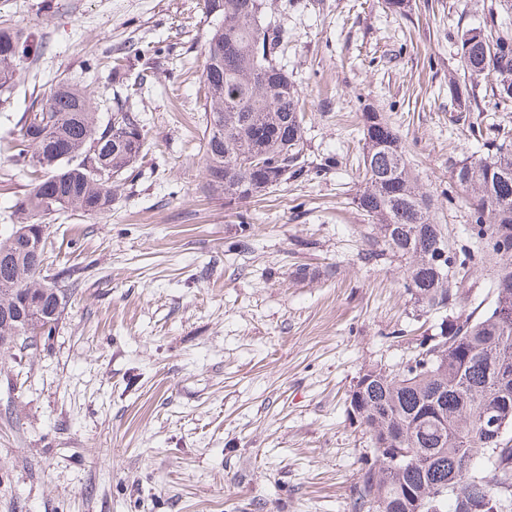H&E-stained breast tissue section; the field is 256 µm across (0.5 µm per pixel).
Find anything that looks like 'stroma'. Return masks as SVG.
Returning a JSON list of instances; mask_svg holds the SVG:
<instances>
[{
	"label": "stroma",
	"instance_id": "35a3bbf8",
	"mask_svg": "<svg viewBox=\"0 0 512 512\" xmlns=\"http://www.w3.org/2000/svg\"><path fill=\"white\" fill-rule=\"evenodd\" d=\"M483 4L409 0L403 17L379 0H267L315 169L227 207L201 191L203 0H0V21L41 46L0 103V218L28 182L4 147L51 84L86 86L107 121L123 58L125 82H145L129 105L151 143L110 213L50 224L52 270L83 273L52 336L0 350V512H353L370 449L349 394L443 318L405 288V259L370 255L353 202L363 114L399 131L453 251L468 253L462 303L490 304L450 172L512 135V109L456 118L448 96L457 33ZM330 155L343 163L323 169Z\"/></svg>",
	"mask_w": 512,
	"mask_h": 512
}]
</instances>
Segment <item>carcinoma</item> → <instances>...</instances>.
<instances>
[{
	"label": "carcinoma",
	"mask_w": 512,
	"mask_h": 512,
	"mask_svg": "<svg viewBox=\"0 0 512 512\" xmlns=\"http://www.w3.org/2000/svg\"><path fill=\"white\" fill-rule=\"evenodd\" d=\"M266 0H204L209 18L205 40L203 110L206 125L203 192L226 204L251 198L259 183L254 163L267 165L271 193L305 173V105L278 56L280 29L264 23ZM501 0H490L484 37L459 41L458 66L470 84H449L453 111L478 104V83L490 84L493 108L512 104V23L499 19ZM39 50L18 28H0V100L10 99L17 61ZM379 127L366 123L354 202L372 221V246L409 261L405 287L426 311L453 309L466 260H457L434 220L433 194L419 183L399 131L380 113ZM22 138L12 146V165L29 178L11 206V224L41 225L61 214L94 218L112 210L121 176L149 151L140 117L116 103L100 125L98 102L85 87L59 82L23 114ZM65 143L61 158L57 145ZM487 155L455 165L452 178L470 209L472 236L492 246L496 272L493 300L477 317H454L425 338L413 361L398 371L373 366L359 376L354 418L365 428L372 456L363 467L353 503L356 512H512V198L503 203L473 183L488 184L512 174L508 136L486 143ZM55 184L50 200L43 183ZM0 336L23 347L52 335L71 296L69 288L43 290L72 271L51 273L11 230L0 233ZM41 292L31 305L22 297ZM495 411L504 428L499 441L483 439L482 418ZM401 453V465L388 456Z\"/></svg>",
	"instance_id": "1"
}]
</instances>
